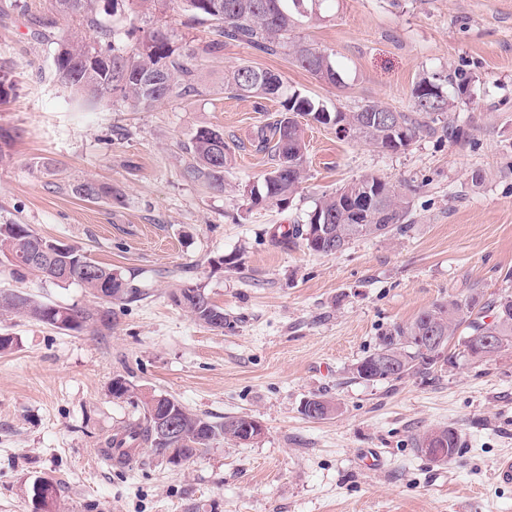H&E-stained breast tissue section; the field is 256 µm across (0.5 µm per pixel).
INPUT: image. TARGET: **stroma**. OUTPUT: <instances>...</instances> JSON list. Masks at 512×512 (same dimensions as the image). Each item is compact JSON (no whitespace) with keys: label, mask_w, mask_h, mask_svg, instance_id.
<instances>
[{"label":"stroma","mask_w":512,"mask_h":512,"mask_svg":"<svg viewBox=\"0 0 512 512\" xmlns=\"http://www.w3.org/2000/svg\"><path fill=\"white\" fill-rule=\"evenodd\" d=\"M138 26L176 43L216 39L214 22L172 0L165 10L125 7ZM89 30L58 16L54 0H0V59L15 90L0 127L16 137L0 163V224L19 221L135 276L140 301L115 305L112 330L64 331L0 314L17 342L0 353V512H31L39 477L58 489V512H512L497 482L512 454V351L439 364L396 383L353 378L352 366L395 325L434 303L497 294L512 273V0H324L295 37L326 50L343 82L316 79L286 54L227 43L192 63L198 95L142 109L115 97L81 105L56 79L53 47L34 35ZM247 64L279 73L330 111L368 101L412 109L422 77L459 69L468 96L450 113L459 136H417L397 152L305 127L306 179L283 206H252L239 185L269 167L253 139L279 101L240 98L224 75ZM224 133L233 157L216 190L183 175L197 129ZM374 174L409 191L411 227L362 237L333 255L281 245L321 194ZM111 184L118 204L72 193L85 178ZM204 288L231 326L221 332L176 305ZM0 289L88 310L104 303L81 285L0 275ZM178 399L213 422L246 416L261 437H217L180 468L151 449L120 467L103 442L139 418L110 393L114 378ZM322 395L338 413L313 420ZM454 428L462 446L446 463L416 447L426 431Z\"/></svg>","instance_id":"stroma-1"}]
</instances>
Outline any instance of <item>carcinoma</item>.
<instances>
[{"mask_svg": "<svg viewBox=\"0 0 512 512\" xmlns=\"http://www.w3.org/2000/svg\"><path fill=\"white\" fill-rule=\"evenodd\" d=\"M126 0H55L60 13L76 16L86 27L97 33L93 40L79 35L55 39L53 55L55 75L60 83L88 100H101L118 95L148 109L155 104L182 99L197 92L191 62L201 52L217 46L213 42L199 46L186 41L177 46L167 31L155 28L141 32L135 20L125 16ZM184 10L194 19H209L218 24L219 36L226 42L243 43L265 54L284 53L301 68L330 84L343 82L335 62L325 51L301 40L291 38L300 18H319L323 0H180ZM91 53L107 57L103 66H80L77 60ZM224 84L239 97H264L280 100L282 110L273 120L258 127L253 140L256 150L268 154L271 165L262 182L245 185L249 199L255 206L283 205L295 196L305 180L303 168L306 143L300 119L327 112V108L303 93L288 86L281 75L248 65L234 68L224 76ZM451 87L459 96L467 94V80L457 70H448L443 83L421 78L412 91L413 111L397 112L378 101H368L354 112H327L353 127L355 139L375 146H391L396 141L407 146L420 133H434L435 123H441L442 132L456 136L459 130L448 122L451 106L444 86ZM15 83L7 63L0 62V103L13 93ZM192 162L184 176L214 189L224 188V173L230 165L224 133L213 128H200L185 147ZM368 190L377 197V208L364 224L353 218L347 204V192ZM72 191L91 201L121 202L122 195L112 185L95 180H84L72 186ZM326 218L327 230L315 237L310 225L315 216ZM410 198L390 182L375 176L362 175L342 185L332 193L323 194L303 224H295L283 233L279 243L302 242L316 254L335 253L336 245H347L361 236H379L404 233L410 228ZM49 240L27 224L10 221L0 224V263L9 269L12 278L22 280L30 275L56 284L78 283L96 296L106 293L105 302L126 305L141 297L140 286L134 278H125L111 267L93 263L95 275L84 271L88 257L72 245H63L64 252L52 264L29 263L25 254L40 246L51 247ZM175 302L186 309L194 319L213 331H222L229 325L224 309L211 301L200 287L184 288L174 296ZM0 312L43 322L63 330L80 331L89 326L110 329L115 320L112 308L95 313L76 306L64 307L44 303L34 297L15 291H0ZM438 320L442 335L464 333L458 342L457 355L475 362L498 357L512 349V293H502L490 301H483L477 292L462 302L456 299L435 303L412 321L397 324L377 347L352 368L356 379L401 381L411 376H428L438 364L428 353L420 350L415 337L421 335L427 319ZM491 321H486V318ZM485 336L499 337L492 353L482 350ZM117 399L135 400L141 404L143 417L125 425L106 440L110 456L121 461L143 447L163 457H179V464L189 463L206 453L212 440L219 434H236L235 428L246 423L243 417H226L220 424L188 411L177 399L152 392L137 391L125 379L118 377L111 386ZM176 420L183 432L181 442L174 444L158 434L160 419ZM439 444L447 458L459 448V437L449 427H440Z\"/></svg>", "mask_w": 512, "mask_h": 512, "instance_id": "cac0c4a2", "label": "carcinoma"}]
</instances>
